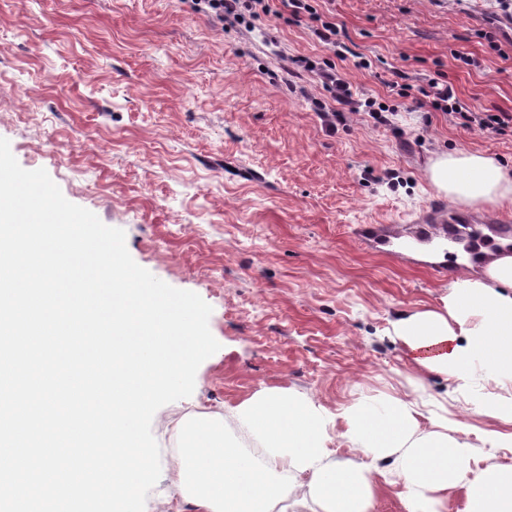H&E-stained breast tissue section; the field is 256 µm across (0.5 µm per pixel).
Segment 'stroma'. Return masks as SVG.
I'll return each instance as SVG.
<instances>
[{
    "label": "stroma",
    "instance_id": "1",
    "mask_svg": "<svg viewBox=\"0 0 512 512\" xmlns=\"http://www.w3.org/2000/svg\"><path fill=\"white\" fill-rule=\"evenodd\" d=\"M352 54L354 91L393 104L396 85L442 75L482 112L512 113V29L492 0H315ZM276 44L264 41L266 33ZM475 58L468 66L456 53ZM329 58L309 19L269 15L223 29L188 0H0V137L64 197L123 229L133 260L212 308L219 350L192 396L161 407L152 433L177 444L172 414L234 406L283 388L329 415L361 395L425 399L472 427L478 468L512 467L452 383L412 379L391 321L439 305L448 277L482 268L464 252L448 276L364 250L356 224H404L436 198L427 170L465 149L512 164V135L402 111L394 126L348 115L325 131L310 73L284 55Z\"/></svg>",
    "mask_w": 512,
    "mask_h": 512
}]
</instances>
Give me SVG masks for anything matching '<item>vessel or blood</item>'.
I'll use <instances>...</instances> for the list:
<instances>
[{"mask_svg": "<svg viewBox=\"0 0 512 512\" xmlns=\"http://www.w3.org/2000/svg\"><path fill=\"white\" fill-rule=\"evenodd\" d=\"M352 235L365 249L401 255L411 243L447 251L459 245L472 263L489 264L498 251L512 248V220L487 213L477 214L439 200L425 207L421 218L408 224H356Z\"/></svg>", "mask_w": 512, "mask_h": 512, "instance_id": "1", "label": "vessel or blood"}]
</instances>
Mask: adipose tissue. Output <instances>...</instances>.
Returning a JSON list of instances; mask_svg holds the SVG:
<instances>
[{
    "instance_id": "adipose-tissue-1",
    "label": "adipose tissue",
    "mask_w": 512,
    "mask_h": 512,
    "mask_svg": "<svg viewBox=\"0 0 512 512\" xmlns=\"http://www.w3.org/2000/svg\"><path fill=\"white\" fill-rule=\"evenodd\" d=\"M431 186L476 205L512 201V173L493 157L456 151L427 171ZM436 309H416L392 324L416 379L437 374L457 392L480 398L478 416L495 421L492 447L512 445V254L482 278L456 273ZM255 442L236 453L227 422ZM340 439L357 452L339 460L327 448L328 416L284 390L263 389L238 406L178 419L184 462L176 486L195 512H272L291 499L309 512H370L379 478L399 489L407 512H512V470L475 469L469 426L447 433L444 417L424 419L416 401L362 397L343 415Z\"/></svg>"
}]
</instances>
